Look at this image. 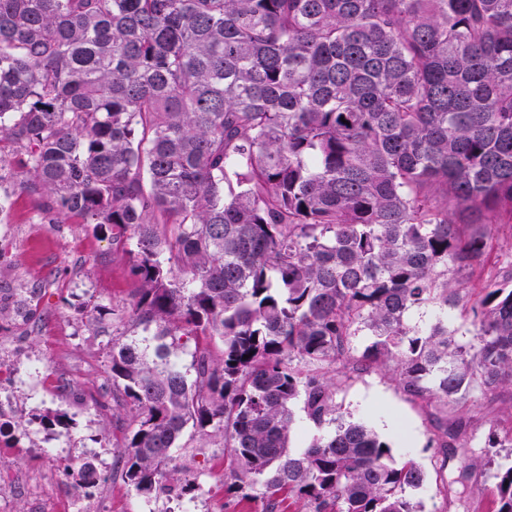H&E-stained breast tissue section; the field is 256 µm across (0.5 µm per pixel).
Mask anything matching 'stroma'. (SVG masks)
Here are the masks:
<instances>
[{
	"label": "stroma",
	"mask_w": 512,
	"mask_h": 512,
	"mask_svg": "<svg viewBox=\"0 0 512 512\" xmlns=\"http://www.w3.org/2000/svg\"><path fill=\"white\" fill-rule=\"evenodd\" d=\"M16 167L12 158L0 168V192L12 195L18 233L6 255L13 275L0 287L36 290L39 305L28 324L0 321V336L11 337L18 353L42 361L44 370L35 384L16 381L8 390L14 411L0 431V470L20 480L0 494V512H44L49 498L67 496L73 483L56 487L50 477L76 456L109 466L107 479L91 489L103 512H136L140 497L112 466V440L119 435L112 412L84 401L112 396V347L128 329L126 307L137 288L128 258L94 225L74 219L57 224L40 212L12 177ZM498 271L492 264L480 276L459 274L462 300L448 311L458 343L472 339L470 307L481 279ZM90 300L108 307L103 323L90 324L82 315L80 304ZM329 373L343 416L366 422L396 454L413 457L427 472V483L413 493L423 512H494V474L497 466L512 464V447L501 449L491 467H474L470 460L485 453L490 432H512V390L474 392L447 405L409 395L384 368L348 374L334 365ZM58 411L68 412L72 425L43 428L41 418ZM173 454L191 486L185 498L195 512H265L259 488L236 489L226 481L222 437L186 431Z\"/></svg>",
	"instance_id": "1"
}]
</instances>
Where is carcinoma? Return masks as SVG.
<instances>
[{"mask_svg":"<svg viewBox=\"0 0 512 512\" xmlns=\"http://www.w3.org/2000/svg\"><path fill=\"white\" fill-rule=\"evenodd\" d=\"M110 232L138 284L112 349L113 445L150 500L187 428L274 512H420L426 474L336 405L337 362L446 404L512 388V254L473 342L452 271L512 224V0H0V162ZM22 288L0 319L33 315ZM366 330L371 343L353 354ZM223 347L214 354L210 342ZM193 347L191 371L171 355ZM317 428L300 445L296 404ZM78 483L100 471L68 466ZM512 512V465L496 474Z\"/></svg>","mask_w":512,"mask_h":512,"instance_id":"carcinoma-1","label":"carcinoma"}]
</instances>
